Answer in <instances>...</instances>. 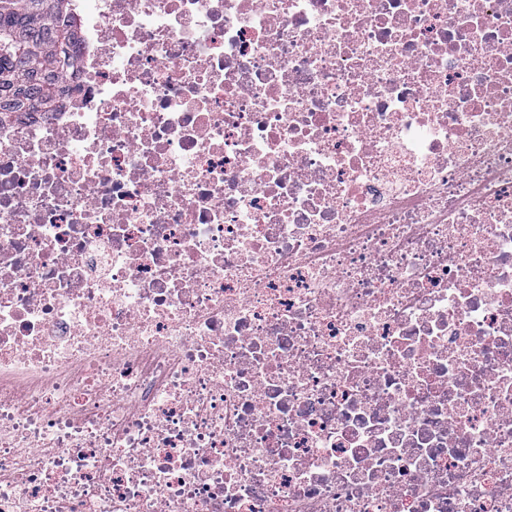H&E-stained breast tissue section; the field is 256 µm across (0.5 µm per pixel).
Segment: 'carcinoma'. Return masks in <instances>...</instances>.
<instances>
[{
  "label": "carcinoma",
  "mask_w": 512,
  "mask_h": 512,
  "mask_svg": "<svg viewBox=\"0 0 512 512\" xmlns=\"http://www.w3.org/2000/svg\"><path fill=\"white\" fill-rule=\"evenodd\" d=\"M71 0H0V113L57 110L77 61Z\"/></svg>",
  "instance_id": "obj_1"
}]
</instances>
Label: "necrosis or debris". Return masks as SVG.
Here are the masks:
<instances>
[{
  "instance_id": "obj_1",
  "label": "necrosis or debris",
  "mask_w": 512,
  "mask_h": 512,
  "mask_svg": "<svg viewBox=\"0 0 512 512\" xmlns=\"http://www.w3.org/2000/svg\"><path fill=\"white\" fill-rule=\"evenodd\" d=\"M0 121V512H512V0H77Z\"/></svg>"
}]
</instances>
